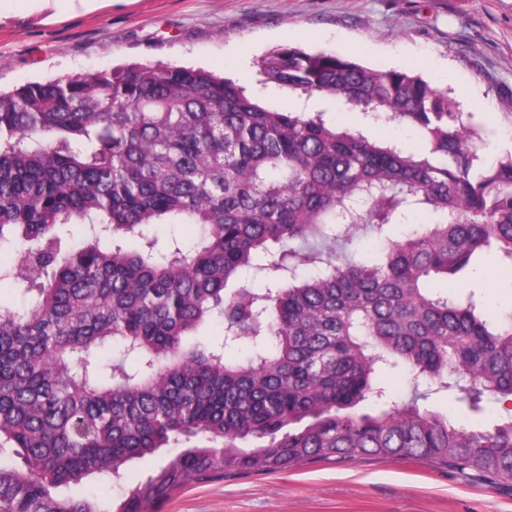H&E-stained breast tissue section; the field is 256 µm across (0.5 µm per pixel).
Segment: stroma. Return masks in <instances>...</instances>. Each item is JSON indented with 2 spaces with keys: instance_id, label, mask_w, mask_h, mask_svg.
<instances>
[{
  "instance_id": "obj_1",
  "label": "stroma",
  "mask_w": 512,
  "mask_h": 512,
  "mask_svg": "<svg viewBox=\"0 0 512 512\" xmlns=\"http://www.w3.org/2000/svg\"><path fill=\"white\" fill-rule=\"evenodd\" d=\"M410 70L446 89L463 113L485 127L483 156L512 151V0H36L0 19V88L121 64L174 63L232 78L286 111L320 108L285 90L262 91L266 51L300 46ZM387 395L483 430L512 421V410L486 398L482 412L457 390L415 385L400 371L380 381ZM152 463L129 462L121 483L86 482L79 495L119 499L145 480ZM146 512H512V488L424 460L317 462L279 473L231 475L198 484Z\"/></svg>"
}]
</instances>
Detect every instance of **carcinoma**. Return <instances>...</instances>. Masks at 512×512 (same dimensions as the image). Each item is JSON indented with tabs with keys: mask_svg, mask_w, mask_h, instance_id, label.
Instances as JSON below:
<instances>
[{
	"mask_svg": "<svg viewBox=\"0 0 512 512\" xmlns=\"http://www.w3.org/2000/svg\"><path fill=\"white\" fill-rule=\"evenodd\" d=\"M260 74L418 144L203 68L0 91V280L19 295L0 303V512H144L227 475L367 456L512 485V422L467 430L378 382L405 369L474 411L512 401V313L437 287L512 268V153L485 160L456 100L407 71L284 47ZM173 224L199 229L193 249H157ZM72 226L87 236L63 252ZM360 232L378 243L365 262L337 251ZM244 270L263 286L238 285ZM215 325L235 341L197 339ZM183 442L119 502L59 492Z\"/></svg>",
	"mask_w": 512,
	"mask_h": 512,
	"instance_id": "1",
	"label": "carcinoma"
}]
</instances>
